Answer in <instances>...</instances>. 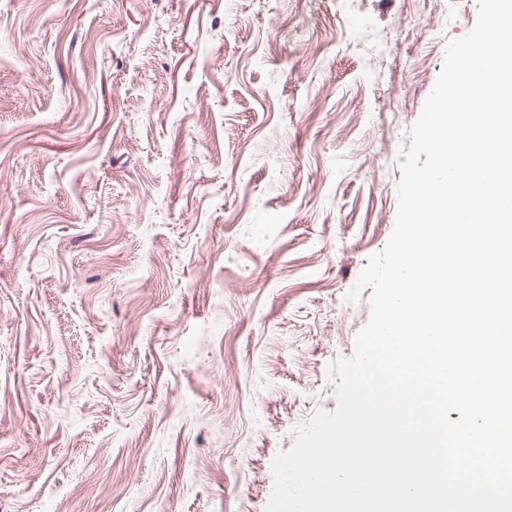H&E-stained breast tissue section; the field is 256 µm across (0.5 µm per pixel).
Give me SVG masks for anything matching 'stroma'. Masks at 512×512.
<instances>
[{
    "instance_id": "35a3bbf8",
    "label": "stroma",
    "mask_w": 512,
    "mask_h": 512,
    "mask_svg": "<svg viewBox=\"0 0 512 512\" xmlns=\"http://www.w3.org/2000/svg\"><path fill=\"white\" fill-rule=\"evenodd\" d=\"M476 0H0V512H264L335 411Z\"/></svg>"
}]
</instances>
